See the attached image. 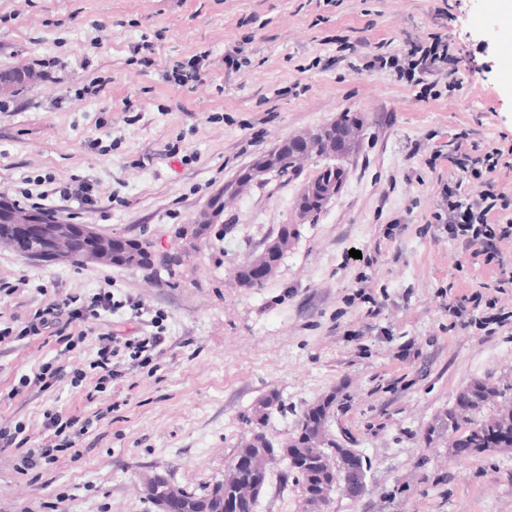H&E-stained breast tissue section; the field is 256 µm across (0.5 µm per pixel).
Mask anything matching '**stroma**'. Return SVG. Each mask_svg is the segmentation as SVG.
<instances>
[{
  "mask_svg": "<svg viewBox=\"0 0 512 512\" xmlns=\"http://www.w3.org/2000/svg\"><path fill=\"white\" fill-rule=\"evenodd\" d=\"M501 20L493 0H0V74H48L0 93V201L48 176L61 188L92 185L90 212L49 197L62 221L168 238L282 141L345 112L367 118L342 160L344 187L299 223L263 287H239L234 268L279 225L299 222L296 200L318 159L289 181L249 186L204 238L185 240L174 287L0 245V329L10 332L0 341V427L23 424L30 448L54 438L47 413L69 420L64 436L88 428L32 468L1 453L0 512H157L144 478L196 493L223 479L269 396L273 442L329 397V435L370 462L366 492L336 493L326 512H512V450L463 458L442 427L471 381L512 382V287L496 295L505 324L474 312L451 327L449 303L497 269L432 226L454 171L444 158L427 163L464 129L512 150ZM433 33L471 60L451 81L424 91L370 67L377 47L398 55ZM237 47L231 70L224 56ZM202 54L201 82L167 81ZM107 278L132 304L102 313L74 350L21 336L51 300L86 301ZM158 316L165 341L150 359L122 354L106 380L91 369L98 333L140 336ZM48 361L63 368L57 381L19 388ZM287 471L269 466L255 512H304Z\"/></svg>",
  "mask_w": 512,
  "mask_h": 512,
  "instance_id": "1",
  "label": "stroma"
}]
</instances>
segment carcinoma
I'll return each instance as SVG.
<instances>
[{"label": "carcinoma", "mask_w": 512, "mask_h": 512, "mask_svg": "<svg viewBox=\"0 0 512 512\" xmlns=\"http://www.w3.org/2000/svg\"><path fill=\"white\" fill-rule=\"evenodd\" d=\"M364 125V117L346 112L340 121L321 127L304 139L283 141L243 169L239 176H245L257 168L286 176L296 171L294 156L299 151L325 160L318 175L304 186L298 196L296 207L300 216L305 218L320 211L324 203L342 187L347 173L333 160L351 150L355 140L349 137V132ZM299 233L298 224L279 225L277 231L264 241L260 254L271 262L279 263L284 250ZM0 240L24 255L31 249L32 241L2 217ZM119 265L149 270L157 278L164 274L169 284L177 285L175 277L179 263L174 261L161 265L156 262L153 242L146 237L129 239ZM236 280L241 288L262 287L251 278L248 260L238 265ZM509 394H512V384L501 388L477 379L457 392L445 420L452 431L463 433L466 447L472 453L512 448V412L486 411L492 400ZM330 405L331 401L327 400L306 409L300 417L296 434L279 447L256 427L241 448V452L260 455L268 459L270 464L287 462L289 472L301 489L306 508L312 512H324L340 489L352 498L360 496L366 489L368 464L364 457L355 449L342 448L327 437L325 424ZM266 480L264 470L241 471L235 482L218 481L197 495L180 490L166 477L159 476L145 487V494L158 512H224V503L236 500L240 501V512H254Z\"/></svg>", "instance_id": "obj_1"}]
</instances>
